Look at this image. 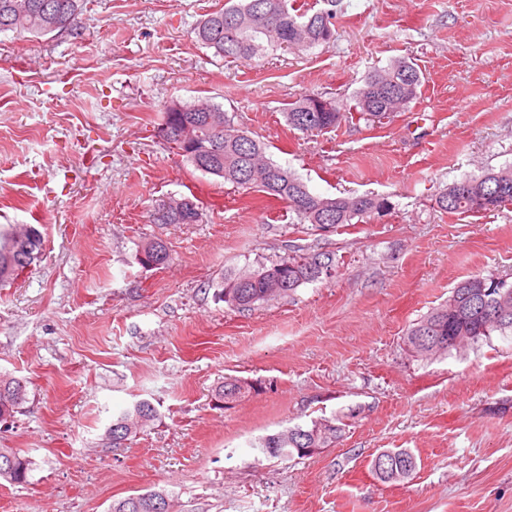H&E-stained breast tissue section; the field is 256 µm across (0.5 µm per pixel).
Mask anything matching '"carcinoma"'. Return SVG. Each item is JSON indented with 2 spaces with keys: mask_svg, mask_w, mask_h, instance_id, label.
Returning <instances> with one entry per match:
<instances>
[{
  "mask_svg": "<svg viewBox=\"0 0 512 512\" xmlns=\"http://www.w3.org/2000/svg\"><path fill=\"white\" fill-rule=\"evenodd\" d=\"M296 0H227L224 8L207 14L194 29L195 40L224 59L258 62L271 47L292 45L298 34L306 43L301 50L328 46L336 35L335 13L315 8ZM85 0H0V32L18 35L46 36L62 31L73 32L79 26ZM421 86V76L413 63L399 59L387 68L368 74L355 92L353 105L346 110L315 112L319 94L300 97L288 104L286 120L292 130L303 134H319L343 123L364 121L368 126L384 124L391 116L394 102L414 99ZM172 114L180 132L157 136L182 159L198 167L196 151L186 146L195 141L201 146H216L218 151L207 159L203 172L245 189H256L283 201L300 224L343 228L364 221L372 215L378 196L372 194L322 197L312 193L307 184L281 166L267 162V179L261 183L248 180L253 159L265 157L264 147L243 130L233 129L224 119V110L207 98L192 103H172L162 115ZM500 179L495 172L467 176L448 185L438 194V207L455 214H488L512 205V169ZM164 210L162 216L155 213ZM153 224H196L201 220L199 206L190 198H172L169 205L156 204L149 210ZM43 235L36 226L18 233H0V283L18 277V269L30 266L43 250ZM135 259L141 265H164L169 260L166 244L160 239L138 246ZM321 263L336 268L334 257L327 252L287 255L269 266H260L224 283V302L238 310H249L270 300L289 296L301 285L325 280L313 275ZM481 275L459 282L448 301L425 315L408 329L405 344L421 358H432L458 348L460 343H477L493 333H512V282L495 294L481 299L477 295ZM245 391L241 381L224 379L218 398L224 403L236 400ZM26 399V384L15 377H0V417L14 416ZM356 416L350 411L338 418H320L307 427L296 426L268 435L255 448L267 458L307 457L305 448H328L339 442L344 420ZM156 417L148 400L112 416L105 440L113 448L126 444L139 428L147 427ZM395 455L396 466L383 468L372 462V469L384 483L402 482L416 470L415 456L406 449L388 450L381 458ZM31 462L11 448H0V480L10 484L28 481ZM110 512H147L145 501L133 494L112 502Z\"/></svg>",
  "mask_w": 512,
  "mask_h": 512,
  "instance_id": "1",
  "label": "carcinoma"
}]
</instances>
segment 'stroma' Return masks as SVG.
<instances>
[{
    "instance_id": "1",
    "label": "stroma",
    "mask_w": 512,
    "mask_h": 512,
    "mask_svg": "<svg viewBox=\"0 0 512 512\" xmlns=\"http://www.w3.org/2000/svg\"><path fill=\"white\" fill-rule=\"evenodd\" d=\"M225 0H87L77 33H0V231L38 225L40 258L0 286V376L27 399L0 448L31 461L0 480V512H109L166 490L178 512H512V338L431 359L410 325L481 273L512 281V205L449 214V183L512 168V0H338L336 38L307 53L228 62L196 43ZM423 84L382 126L306 136L285 107L352 103L397 59ZM201 97L321 196L372 192L385 216L321 230L287 205L181 163L155 135L169 102ZM196 198V224L148 209ZM162 239L170 261L144 266ZM329 252L332 279L249 311L226 279L295 250ZM245 393L220 405L215 390ZM157 409L124 447L104 435L135 401ZM356 409L336 446L267 458L259 438ZM412 452L384 483L380 452ZM135 259L144 266L151 262L155 266L164 265L169 260L168 248L161 239L149 240L138 246ZM391 454L395 455L398 460L396 466L393 468L392 462L390 466L385 469L377 466V459L388 458L391 459ZM417 467L415 456L406 449L388 450L380 453L372 462V469L379 480L384 483L389 482H402L412 477Z\"/></svg>"
}]
</instances>
